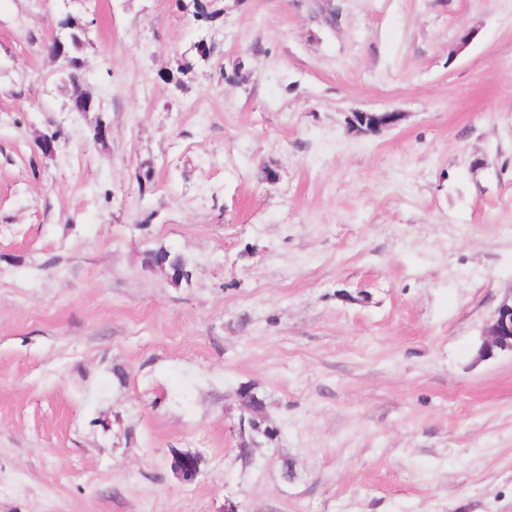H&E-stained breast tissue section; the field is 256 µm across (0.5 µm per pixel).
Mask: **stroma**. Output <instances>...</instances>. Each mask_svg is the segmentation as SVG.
<instances>
[{
  "label": "stroma",
  "instance_id": "obj_1",
  "mask_svg": "<svg viewBox=\"0 0 512 512\" xmlns=\"http://www.w3.org/2000/svg\"><path fill=\"white\" fill-rule=\"evenodd\" d=\"M320 3L0 0V512H512V0ZM512 353V290L494 309L483 329L477 346L478 360L493 356L496 352Z\"/></svg>",
  "mask_w": 512,
  "mask_h": 512
}]
</instances>
